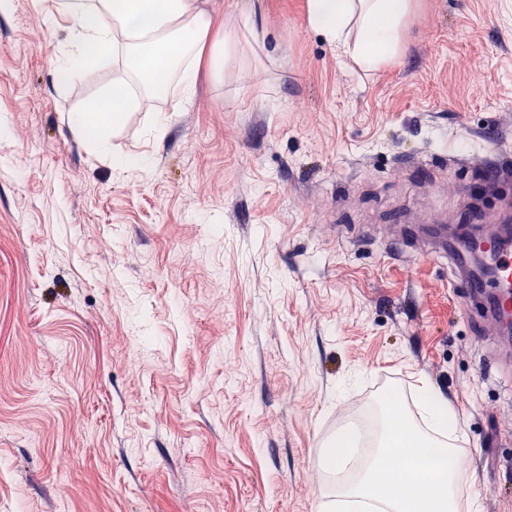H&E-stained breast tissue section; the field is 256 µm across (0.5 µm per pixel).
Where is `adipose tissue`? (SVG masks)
<instances>
[{"instance_id": "obj_1", "label": "adipose tissue", "mask_w": 512, "mask_h": 512, "mask_svg": "<svg viewBox=\"0 0 512 512\" xmlns=\"http://www.w3.org/2000/svg\"><path fill=\"white\" fill-rule=\"evenodd\" d=\"M410 9L411 0H309L308 21L343 55L371 71L400 52ZM208 28L209 15L197 0H94L76 16L70 48L58 61L59 75L72 77L93 63L96 48H119L141 86L153 90L159 82L154 63L162 50L179 66L180 86L189 93L196 79L192 61L205 50ZM140 104L119 82L107 97L72 113L70 123L101 149L108 126L122 122Z\"/></svg>"}]
</instances>
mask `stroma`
I'll list each match as a JSON object with an SVG mask.
<instances>
[{
    "mask_svg": "<svg viewBox=\"0 0 512 512\" xmlns=\"http://www.w3.org/2000/svg\"><path fill=\"white\" fill-rule=\"evenodd\" d=\"M60 2L0 11V512H326L330 443L374 447L389 386L423 428L424 380L481 512H512V351L421 233L500 221L512 0H413L371 73L308 0H209L208 45L246 10L264 39L102 150L71 114L140 85L119 58L60 80ZM420 396L422 413L429 426L444 431L455 429L457 414L448 405V400L426 383L421 389Z\"/></svg>",
    "mask_w": 512,
    "mask_h": 512,
    "instance_id": "35a3bbf8",
    "label": "stroma"
}]
</instances>
